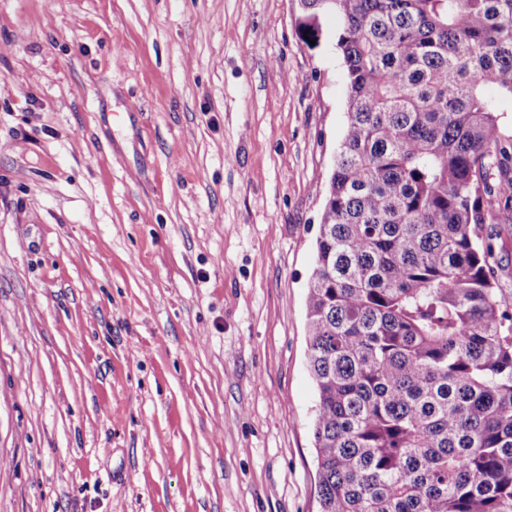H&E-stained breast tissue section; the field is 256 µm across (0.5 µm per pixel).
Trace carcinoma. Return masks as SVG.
Returning <instances> with one entry per match:
<instances>
[{
  "label": "carcinoma",
  "instance_id": "carcinoma-1",
  "mask_svg": "<svg viewBox=\"0 0 512 512\" xmlns=\"http://www.w3.org/2000/svg\"><path fill=\"white\" fill-rule=\"evenodd\" d=\"M299 2L349 86L306 303L321 512H512V0ZM501 238L496 241L497 252L501 257V266L497 271V278L503 293L512 299V234L510 231L501 230ZM504 244L503 250H500Z\"/></svg>",
  "mask_w": 512,
  "mask_h": 512
}]
</instances>
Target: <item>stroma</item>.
I'll return each mask as SVG.
<instances>
[{
	"mask_svg": "<svg viewBox=\"0 0 512 512\" xmlns=\"http://www.w3.org/2000/svg\"><path fill=\"white\" fill-rule=\"evenodd\" d=\"M298 0H0V512H319L308 287L347 71Z\"/></svg>",
	"mask_w": 512,
	"mask_h": 512,
	"instance_id": "35a3bbf8",
	"label": "stroma"
}]
</instances>
